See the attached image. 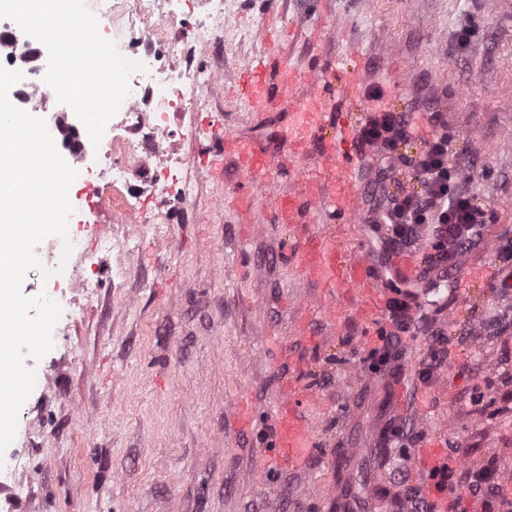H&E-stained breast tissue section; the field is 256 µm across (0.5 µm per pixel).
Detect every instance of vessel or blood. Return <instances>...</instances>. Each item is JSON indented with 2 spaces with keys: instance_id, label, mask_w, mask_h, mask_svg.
<instances>
[{
  "instance_id": "1",
  "label": "vessel or blood",
  "mask_w": 512,
  "mask_h": 512,
  "mask_svg": "<svg viewBox=\"0 0 512 512\" xmlns=\"http://www.w3.org/2000/svg\"><path fill=\"white\" fill-rule=\"evenodd\" d=\"M362 76L343 67L323 74H311L303 96H295V73L283 66L278 55L262 56L252 61L246 73V97L259 113L290 106L293 122L288 128V153L295 157L316 160L319 181L304 192L288 195L275 190L272 180L274 157L249 141L225 134L222 150L245 179L246 192L236 197L238 206L252 208L259 197L269 199L279 223L296 228L303 213L314 211L339 220H359L355 189L358 158L351 152L355 123L345 117L334 126H326L324 106L328 95L358 88ZM335 228L306 237L302 246L290 249L285 259L302 272V286H318L322 292L315 301L329 326H336L345 304H354L360 318L368 319L386 307L394 289L415 293L419 306H428L430 294L449 288L455 296L468 294L474 276L493 277L489 268L478 267L472 252L457 256L451 276H423L419 255L415 252L393 255L385 265L375 266L367 252L343 257L335 244ZM307 368H299L283 388L282 401L271 412L275 428L276 451L260 457L253 474L270 466H299L312 457L317 447L316 432L306 415L307 407L317 404L318 393L307 382ZM424 472L457 466L461 457L434 448L417 451Z\"/></svg>"
}]
</instances>
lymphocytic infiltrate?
I'll list each match as a JSON object with an SVG mask.
<instances>
[{
  "label": "lymphocytic infiltrate",
  "instance_id": "1",
  "mask_svg": "<svg viewBox=\"0 0 512 512\" xmlns=\"http://www.w3.org/2000/svg\"><path fill=\"white\" fill-rule=\"evenodd\" d=\"M427 122L429 135L423 138L419 152L410 156L399 151L401 143L415 136L410 113L378 112L360 127L357 144L375 166V190L395 189L391 197L369 209L367 221L383 225L384 249L394 252L423 241L430 243L439 259L447 260L470 249L481 237L486 213L452 163L453 137L447 120L433 111ZM386 310L391 328L381 332L379 346L369 350L370 369L398 377L403 335L427 332L432 340L418 380L424 385L432 383L448 361L445 334L431 331L428 318L414 314L407 299H390ZM438 476V488H461L471 497L483 498L485 512H512V490L501 484L496 459H489L477 470L446 466L439 469Z\"/></svg>",
  "mask_w": 512,
  "mask_h": 512
}]
</instances>
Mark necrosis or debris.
Segmentation results:
<instances>
[{
    "label": "necrosis or debris",
    "instance_id": "1",
    "mask_svg": "<svg viewBox=\"0 0 512 512\" xmlns=\"http://www.w3.org/2000/svg\"><path fill=\"white\" fill-rule=\"evenodd\" d=\"M227 0H0V66L24 71L23 84L12 87L11 102L20 109L43 110L62 81L78 87L71 111L47 114L50 123L79 127L88 102H119L112 135L90 139L83 157L66 154L79 176H110L112 186L145 177L172 201L184 200L191 187L181 175L183 160L170 158L163 141L173 125L194 110L196 91L213 84L216 72L193 66L189 50L204 49L224 32ZM86 7L90 23L74 38L80 48L58 51L43 65L50 43L47 20ZM112 22V49L131 52L133 69L105 77L100 67L96 17ZM191 21V47L182 49L168 38L170 29Z\"/></svg>",
    "mask_w": 512,
    "mask_h": 512
}]
</instances>
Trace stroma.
Listing matches in <instances>:
<instances>
[{"mask_svg": "<svg viewBox=\"0 0 512 512\" xmlns=\"http://www.w3.org/2000/svg\"><path fill=\"white\" fill-rule=\"evenodd\" d=\"M270 14L278 28L298 32L288 58L300 74L352 57L365 67L363 98L413 113L419 126L425 112L444 113L454 161L487 212L474 252L497 266L512 238V0H232L223 42L200 56L224 73L197 94L193 121L212 129L172 137L192 195L175 205L134 179L128 193L142 196L158 223L120 222L111 200L76 212L111 246L71 280L65 295L76 321L36 363L37 385L23 406L35 430L16 433L8 447L20 467L0 473V512H336L332 449H352L363 495L398 470H416L394 449L384 466L374 463L394 415L393 381L372 376L365 357L389 326L385 314L365 322L347 312L329 333L317 309L305 307L300 269L282 258L288 225L259 203L247 233L225 203L243 186L237 167L225 163L217 183L197 161L231 133L284 157L272 172L279 189L316 173L314 161L288 156V110L259 116L227 94L261 50L259 27ZM508 304L512 290L497 283L449 298L455 322L440 314L432 327L447 335L452 363L426 391L414 387L429 336L406 338L403 363L417 445L440 443L472 469L497 458L512 481V410L497 378L512 360V330L494 333ZM304 314L326 334L323 344L297 337ZM480 325L483 335H472ZM285 352L305 360L323 397L311 412L318 451L304 470L273 467L260 484L250 472L272 448L268 411L291 374ZM242 402L255 416L237 432Z\"/></svg>", "mask_w": 512, "mask_h": 512, "instance_id": "1", "label": "stroma"}]
</instances>
